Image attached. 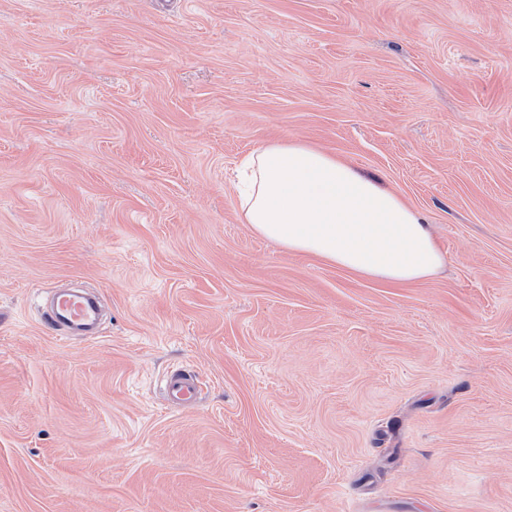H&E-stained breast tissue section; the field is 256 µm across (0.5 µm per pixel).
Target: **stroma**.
Segmentation results:
<instances>
[{
	"instance_id": "stroma-1",
	"label": "stroma",
	"mask_w": 512,
	"mask_h": 512,
	"mask_svg": "<svg viewBox=\"0 0 512 512\" xmlns=\"http://www.w3.org/2000/svg\"><path fill=\"white\" fill-rule=\"evenodd\" d=\"M274 140L378 177L444 268L255 235ZM64 282L98 336L44 327ZM0 512H512V0H0ZM163 389L166 400L172 405L195 402L200 393L196 377L182 371L170 372L164 380Z\"/></svg>"
}]
</instances>
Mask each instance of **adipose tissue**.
I'll return each instance as SVG.
<instances>
[{
    "mask_svg": "<svg viewBox=\"0 0 512 512\" xmlns=\"http://www.w3.org/2000/svg\"><path fill=\"white\" fill-rule=\"evenodd\" d=\"M241 172L244 223L288 251L397 284L432 277L445 263L411 205L335 155L277 140L246 157Z\"/></svg>",
    "mask_w": 512,
    "mask_h": 512,
    "instance_id": "ef3b65f1",
    "label": "adipose tissue"
}]
</instances>
